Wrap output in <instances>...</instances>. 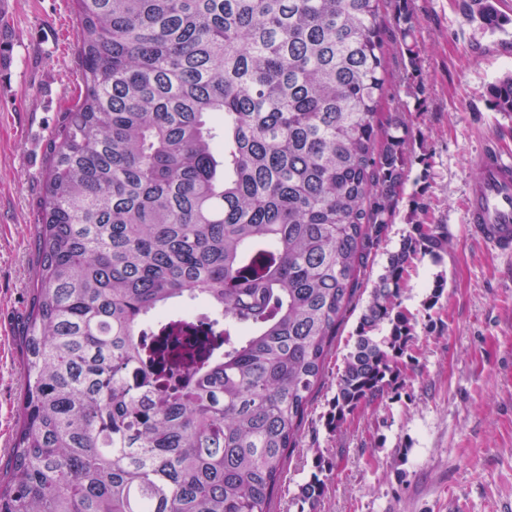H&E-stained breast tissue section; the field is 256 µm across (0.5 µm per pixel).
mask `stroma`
I'll return each instance as SVG.
<instances>
[{
    "label": "stroma",
    "instance_id": "1",
    "mask_svg": "<svg viewBox=\"0 0 512 512\" xmlns=\"http://www.w3.org/2000/svg\"><path fill=\"white\" fill-rule=\"evenodd\" d=\"M402 37L394 8L383 11L392 40L379 122L401 110L412 159L385 240L361 275L325 377L288 463L271 512H300L295 499L316 453L333 461L316 512H512V258L493 255L465 223L475 154L512 152V115L495 111L491 84L512 73V0L506 24L487 29L465 17V0H409ZM72 0H13L0 15V458L13 445L23 392L19 336L33 299L35 237L49 166L48 143L80 81ZM419 55L421 91L408 90L409 51ZM444 224L441 259L414 260L402 305L417 318L414 355L400 386L325 426L336 376L387 256L410 224ZM446 286L426 300L437 276Z\"/></svg>",
    "mask_w": 512,
    "mask_h": 512
}]
</instances>
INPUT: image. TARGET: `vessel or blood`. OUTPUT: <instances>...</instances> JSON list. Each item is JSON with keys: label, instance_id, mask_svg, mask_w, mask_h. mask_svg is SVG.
I'll list each match as a JSON object with an SVG mask.
<instances>
[{"label": "vessel or blood", "instance_id": "b4317fda", "mask_svg": "<svg viewBox=\"0 0 512 512\" xmlns=\"http://www.w3.org/2000/svg\"><path fill=\"white\" fill-rule=\"evenodd\" d=\"M478 178L470 189L466 222L472 236L499 256L512 257V155L475 157Z\"/></svg>", "mask_w": 512, "mask_h": 512}]
</instances>
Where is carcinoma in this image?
I'll use <instances>...</instances> for the list:
<instances>
[{
    "label": "carcinoma",
    "instance_id": "1",
    "mask_svg": "<svg viewBox=\"0 0 512 512\" xmlns=\"http://www.w3.org/2000/svg\"><path fill=\"white\" fill-rule=\"evenodd\" d=\"M83 90L38 220L24 395L0 512H271L362 270L408 177L384 0H73ZM468 19L497 28L496 0ZM512 113V75L488 89ZM412 224L363 306L326 426L414 361ZM203 299L224 353L171 388L140 323ZM332 462L296 500L315 510Z\"/></svg>",
    "mask_w": 512,
    "mask_h": 512
}]
</instances>
